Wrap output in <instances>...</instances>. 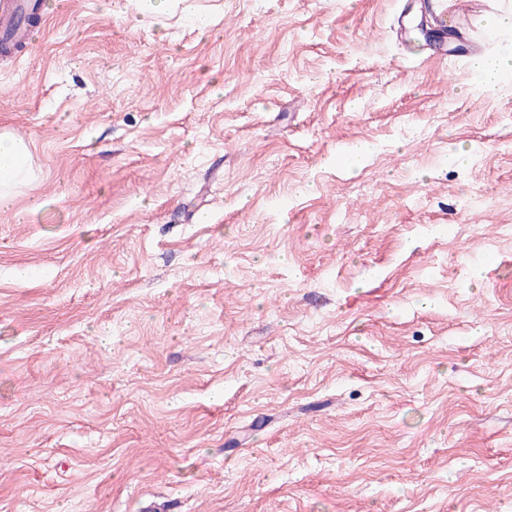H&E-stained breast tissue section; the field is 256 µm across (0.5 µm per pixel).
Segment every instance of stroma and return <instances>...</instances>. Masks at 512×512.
<instances>
[{
	"label": "stroma",
	"instance_id": "35a3bbf8",
	"mask_svg": "<svg viewBox=\"0 0 512 512\" xmlns=\"http://www.w3.org/2000/svg\"><path fill=\"white\" fill-rule=\"evenodd\" d=\"M403 2L44 0L0 512H512V83L409 58Z\"/></svg>",
	"mask_w": 512,
	"mask_h": 512
}]
</instances>
